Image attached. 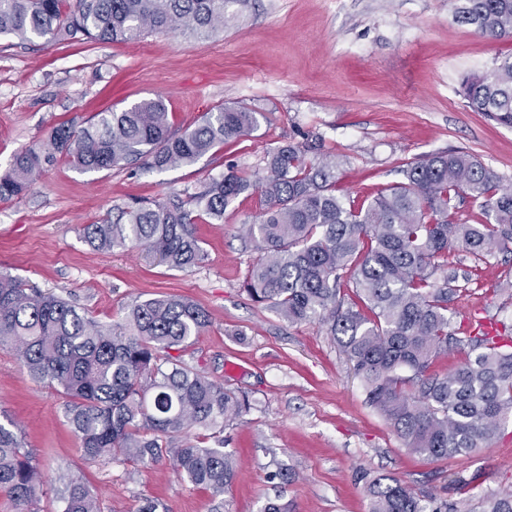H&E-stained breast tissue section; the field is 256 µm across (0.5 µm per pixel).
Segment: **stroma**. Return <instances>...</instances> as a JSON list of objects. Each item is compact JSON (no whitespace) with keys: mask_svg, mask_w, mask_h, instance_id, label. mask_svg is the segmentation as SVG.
<instances>
[{"mask_svg":"<svg viewBox=\"0 0 512 512\" xmlns=\"http://www.w3.org/2000/svg\"><path fill=\"white\" fill-rule=\"evenodd\" d=\"M233 10V24L209 38L0 40V174L60 122L81 127L99 112L157 96L176 131L224 106L258 117L248 138L163 172L85 173L59 160L24 196L0 201V271L107 324L159 295L208 311L210 323L184 359L247 392L252 403L224 431L236 458L224 512H262L277 495L291 512H369L367 483L382 475L443 502L512 488V421L478 453L446 460L413 454L367 405L326 326L288 323L243 292L259 256L243 230L263 209L258 194L239 196L223 223L196 224L207 259L187 271L134 248L96 251L86 243V225L103 223L115 207L171 191L194 194L231 165L263 173L268 151L289 142L310 146L314 158L342 156L336 194L358 204L402 181L415 158L449 149L475 155L512 188V126L472 111L461 92L466 76L512 57V39L457 23L451 0H245ZM506 279L512 254L493 251L449 317L512 324V290L498 288ZM64 401L0 349V421L17 423L34 465L50 477L33 512H59L54 479L62 474L80 478L100 512H138L149 500L158 512H212L210 491L183 481L170 461L86 460ZM280 465L295 478L278 489L269 474Z\"/></svg>","mask_w":512,"mask_h":512,"instance_id":"1","label":"stroma"}]
</instances>
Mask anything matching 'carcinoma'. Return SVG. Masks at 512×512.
Here are the masks:
<instances>
[{"mask_svg":"<svg viewBox=\"0 0 512 512\" xmlns=\"http://www.w3.org/2000/svg\"><path fill=\"white\" fill-rule=\"evenodd\" d=\"M236 2L0 0V37L71 43L149 33L209 36L236 19L229 12ZM454 16L482 35L512 37V0H456ZM462 93L474 111L512 126V57L467 77ZM257 125L256 113L224 107L176 134L160 98L101 112L79 130L61 123L47 143L13 157L0 176V201L24 195L61 156L81 172L139 162L162 172L189 166ZM339 165L334 155L308 159L300 143L277 146L260 175L231 167L193 196L173 192L119 207L112 221L87 225L85 239L94 250L134 246L146 259L184 270L206 257L194 224L221 223L236 198L259 194L264 210L245 228L260 251L243 281L247 295L290 323L327 326L353 363L367 404L410 452L443 459L488 447L512 418V325L493 332L480 323L455 326L448 303L480 277L491 249L512 253V189L471 154L449 150L410 162L404 181L355 206L335 194ZM465 195L483 200L485 222L459 218L457 200ZM457 248L474 259L462 278L448 261ZM208 324L203 307L172 295L137 301L124 322L102 324L0 272V348L67 398L64 413L83 454L133 464L167 458L182 478L221 502L235 478L224 427L250 408V398L182 359ZM450 353L464 358L435 372ZM194 426L210 431L215 446L199 445L189 434ZM44 483L17 424L0 422V492L18 512H30ZM57 483L60 512H100L80 479L61 476ZM368 490L370 512H512V489L449 505L392 478H377Z\"/></svg>","mask_w":512,"mask_h":512,"instance_id":"1","label":"carcinoma"}]
</instances>
